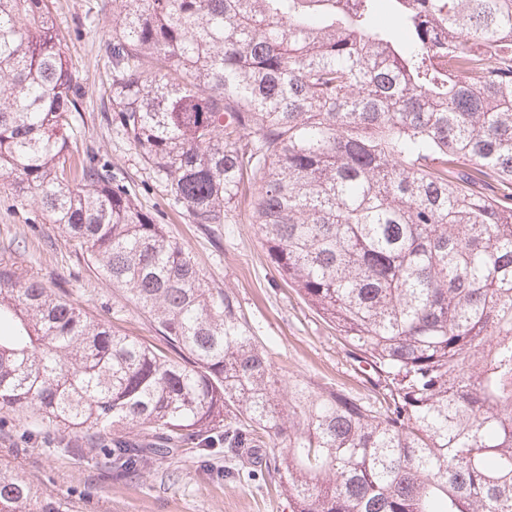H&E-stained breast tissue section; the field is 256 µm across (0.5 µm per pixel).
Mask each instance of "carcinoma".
Listing matches in <instances>:
<instances>
[{"instance_id":"obj_1","label":"carcinoma","mask_w":512,"mask_h":512,"mask_svg":"<svg viewBox=\"0 0 512 512\" xmlns=\"http://www.w3.org/2000/svg\"><path fill=\"white\" fill-rule=\"evenodd\" d=\"M49 0H0V176L162 345L0 260V424L121 475L259 448L293 512H512V0H112V124L192 224L253 223L378 405L277 375L234 299L87 155ZM156 436L142 446L128 434ZM0 512H63L0 467Z\"/></svg>"}]
</instances>
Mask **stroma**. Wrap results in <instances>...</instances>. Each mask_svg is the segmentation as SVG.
<instances>
[{"instance_id": "stroma-1", "label": "stroma", "mask_w": 512, "mask_h": 512, "mask_svg": "<svg viewBox=\"0 0 512 512\" xmlns=\"http://www.w3.org/2000/svg\"><path fill=\"white\" fill-rule=\"evenodd\" d=\"M51 2L57 23L71 33L66 52L85 91L74 131L79 149L108 164L136 203L192 252L208 287L234 297L240 316L268 350L279 375L317 392L340 391L374 403L376 393L339 332L270 261L251 222L250 198H242L236 223L211 230L189 223L113 126L111 73L104 53L112 34V0ZM0 259L13 262L20 276L38 278L78 301L119 333L158 343L156 323L88 267L80 248L31 199L7 185H0ZM72 438L61 428H33L19 444L12 431L2 430L0 463L68 512H292L288 498L273 484L244 472L223 475V456L206 466L190 448L180 458H155L138 475L118 479L104 467L97 449L60 454L59 446Z\"/></svg>"}]
</instances>
